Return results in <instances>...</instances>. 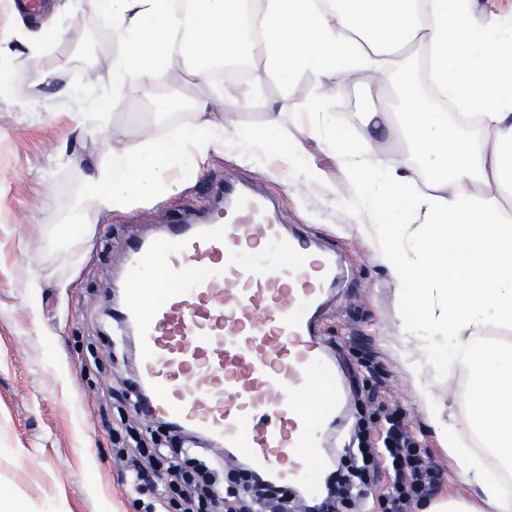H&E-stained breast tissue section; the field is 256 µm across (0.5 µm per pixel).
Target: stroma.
<instances>
[{"label":"stroma","instance_id":"1","mask_svg":"<svg viewBox=\"0 0 512 512\" xmlns=\"http://www.w3.org/2000/svg\"><path fill=\"white\" fill-rule=\"evenodd\" d=\"M56 30L43 65L58 73L57 84L31 87L21 64H0L10 86L0 96V512H144L154 489L128 491L109 431L134 418L137 388L132 351L108 313L122 245L201 207L208 180L228 176L273 200L284 223L333 247L354 272L351 285L331 294L322 319L348 376L350 418L367 411L359 395L375 379L365 365L378 357L406 423L451 470L418 397L422 344L400 332L399 285L375 262L359 217L340 215L329 192L344 183L340 163L316 151L325 184L307 191L301 167H280L269 156L295 142L292 125L248 154L214 159L169 200L74 236L65 219L92 156L111 149L113 125L133 123L152 106L137 97L113 103L107 83L88 82L119 50L109 19L81 2ZM89 98L109 102L110 123L92 136L77 122Z\"/></svg>","mask_w":512,"mask_h":512}]
</instances>
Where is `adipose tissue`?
Segmentation results:
<instances>
[{
    "label": "adipose tissue",
    "instance_id": "1",
    "mask_svg": "<svg viewBox=\"0 0 512 512\" xmlns=\"http://www.w3.org/2000/svg\"><path fill=\"white\" fill-rule=\"evenodd\" d=\"M473 0H88L112 19L120 50L106 74L112 98L158 92L175 73L190 77L188 125L166 132L158 118L134 132L112 130L70 215L90 224L181 191L215 157L264 142L291 121L300 139L280 155L303 163L306 184L323 182L307 149L317 144L343 170L340 211L358 210L375 258L401 283L400 327L425 323L428 359L468 376L456 402L464 429L447 425L429 383L418 396L458 468L453 479L476 497L429 502L422 512H512V18L479 23ZM259 58L249 83L224 87L227 60ZM285 89L260 130L228 131L226 114L258 97L269 79ZM362 88L371 111L348 113L358 142L336 132L329 102L337 81ZM312 96H303L302 83ZM383 127L390 154L368 131ZM407 200L405 221L382 211ZM417 287H410V280Z\"/></svg>",
    "mask_w": 512,
    "mask_h": 512
}]
</instances>
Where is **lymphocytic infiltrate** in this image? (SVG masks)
<instances>
[{"instance_id":"obj_1","label":"lymphocytic infiltrate","mask_w":512,"mask_h":512,"mask_svg":"<svg viewBox=\"0 0 512 512\" xmlns=\"http://www.w3.org/2000/svg\"><path fill=\"white\" fill-rule=\"evenodd\" d=\"M390 392L374 397L369 422L359 423L345 450L346 464L338 486L350 512H367L372 490H379L381 512H412L418 502L433 495L441 480L439 463L422 451L416 436L404 424L402 408L391 402ZM119 453L126 459L129 487L159 483V508L180 503L182 512H205L219 502L223 512H257L253 501H262L264 512H289L286 490L254 483L248 470L236 469L220 481L211 464L196 457L171 461L163 449L145 447L140 435L129 437Z\"/></svg>"}]
</instances>
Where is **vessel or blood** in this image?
<instances>
[{"instance_id":"b4317fda","label":"vessel or blood","mask_w":512,"mask_h":512,"mask_svg":"<svg viewBox=\"0 0 512 512\" xmlns=\"http://www.w3.org/2000/svg\"><path fill=\"white\" fill-rule=\"evenodd\" d=\"M212 196L216 218L177 216L125 243L113 318L133 339L139 408L317 497L346 413L318 323L345 272L245 187Z\"/></svg>"}]
</instances>
